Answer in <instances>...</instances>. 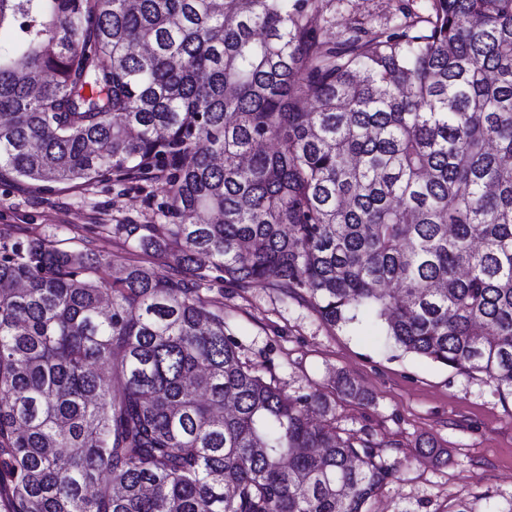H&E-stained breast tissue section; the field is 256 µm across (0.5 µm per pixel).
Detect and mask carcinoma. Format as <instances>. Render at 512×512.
Returning a JSON list of instances; mask_svg holds the SVG:
<instances>
[{
	"label": "carcinoma",
	"mask_w": 512,
	"mask_h": 512,
	"mask_svg": "<svg viewBox=\"0 0 512 512\" xmlns=\"http://www.w3.org/2000/svg\"><path fill=\"white\" fill-rule=\"evenodd\" d=\"M322 10L0 0V179H162L172 222L119 229L190 271L0 245V512H367L396 470L241 359L214 270L512 395V0L343 43Z\"/></svg>",
	"instance_id": "cac0c4a2"
}]
</instances>
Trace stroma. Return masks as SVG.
<instances>
[{
    "instance_id": "35a3bbf8",
    "label": "stroma",
    "mask_w": 512,
    "mask_h": 512,
    "mask_svg": "<svg viewBox=\"0 0 512 512\" xmlns=\"http://www.w3.org/2000/svg\"><path fill=\"white\" fill-rule=\"evenodd\" d=\"M429 13V0H328L319 17L325 36L354 28L393 27L401 6ZM169 198L157 180L61 184L45 191L28 181L0 183V244L47 239L64 250L95 255L101 274L121 266L183 268L176 251L158 256L130 246L121 224L167 223ZM208 296L224 309L225 332L242 360L273 377L283 394L317 392L336 403L341 434L370 431L381 458L397 468L367 504L368 512H512V398L480 373L402 352L369 316L330 325L304 296H285L274 281L241 288L212 277ZM345 374L367 402L339 397ZM447 449L445 461L419 455V439Z\"/></svg>"
}]
</instances>
